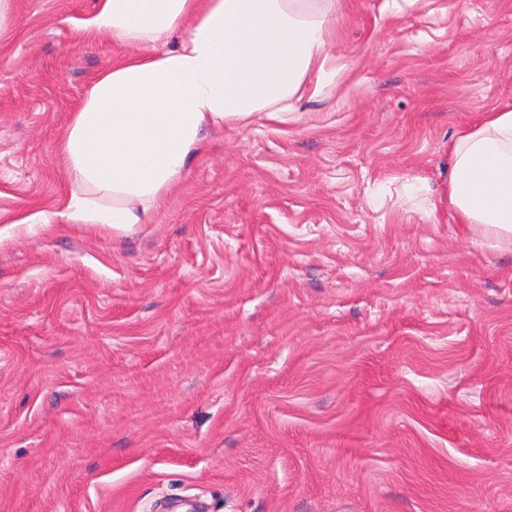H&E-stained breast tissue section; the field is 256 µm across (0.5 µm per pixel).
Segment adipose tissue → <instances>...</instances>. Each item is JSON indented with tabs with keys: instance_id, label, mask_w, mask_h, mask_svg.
Listing matches in <instances>:
<instances>
[{
	"instance_id": "1",
	"label": "adipose tissue",
	"mask_w": 512,
	"mask_h": 512,
	"mask_svg": "<svg viewBox=\"0 0 512 512\" xmlns=\"http://www.w3.org/2000/svg\"><path fill=\"white\" fill-rule=\"evenodd\" d=\"M82 30L109 36L119 52L60 142L75 189L57 216L71 224L150 223L206 126L261 110L289 121L312 82L332 76L321 0H98ZM448 205L456 223L512 247V109L485 113L453 143Z\"/></svg>"
}]
</instances>
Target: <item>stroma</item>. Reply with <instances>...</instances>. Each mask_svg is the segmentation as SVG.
Here are the masks:
<instances>
[{"mask_svg":"<svg viewBox=\"0 0 512 512\" xmlns=\"http://www.w3.org/2000/svg\"><path fill=\"white\" fill-rule=\"evenodd\" d=\"M334 2L296 120L206 130L151 223L48 233L117 48L97 0H10L0 512H512V251L445 191L512 106V0Z\"/></svg>","mask_w":512,"mask_h":512,"instance_id":"obj_1","label":"stroma"}]
</instances>
